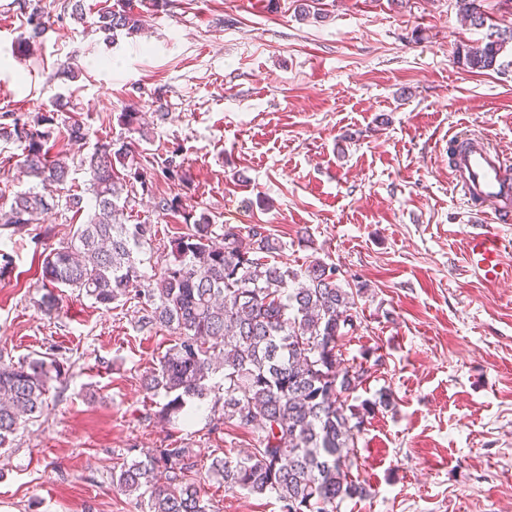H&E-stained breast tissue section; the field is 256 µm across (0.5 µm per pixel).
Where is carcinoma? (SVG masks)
I'll return each instance as SVG.
<instances>
[{"label":"carcinoma","mask_w":512,"mask_h":512,"mask_svg":"<svg viewBox=\"0 0 512 512\" xmlns=\"http://www.w3.org/2000/svg\"><path fill=\"white\" fill-rule=\"evenodd\" d=\"M41 0H28L31 38L50 25ZM470 25L485 23L482 0H459ZM104 33L138 30V18L127 0H115L98 11ZM512 31L480 47L465 49L471 69L495 66ZM118 123L130 137L118 142L99 139L75 159L54 151V115L47 111L32 122L15 118L0 126V139L21 147L19 166L36 185L13 193L0 206V226L19 230L58 206L50 188L66 191L65 208L86 219L73 225L71 236L47 248L41 269L45 311L55 310L53 289L75 288L110 308L141 277V249L157 234L154 224H126L129 197L142 191L154 199L155 211L167 216L181 208L179 196L153 194L154 176L184 184L189 175L178 161L181 148L151 160L139 151L134 134L146 137L141 113L127 109ZM83 118H71L65 137L87 140ZM86 175L87 188H71L72 174ZM91 194L85 200L84 193ZM172 260L150 288L143 289L142 328H165L171 344L142 376V389L164 394L162 413L189 421L194 400L215 387L210 374L224 369V422L261 429L258 446L244 456H215L210 476L224 490L251 495L272 494L281 512H340L346 499L363 498L358 440L371 402L350 404V396L371 377L370 368L347 363L344 351L357 329L361 288L339 283L340 270L315 258L297 271L275 260L282 245L261 224L245 227L215 224L206 211L188 232L170 240ZM65 372L52 358L0 363V448H9L26 425L47 406L52 382ZM195 461L188 448H160L122 463L112 473L118 491L145 499L144 512H209L192 477Z\"/></svg>","instance_id":"cac0c4a2"}]
</instances>
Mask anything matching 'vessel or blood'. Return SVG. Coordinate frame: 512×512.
<instances>
[{
    "instance_id": "vessel-or-blood-1",
    "label": "vessel or blood",
    "mask_w": 512,
    "mask_h": 512,
    "mask_svg": "<svg viewBox=\"0 0 512 512\" xmlns=\"http://www.w3.org/2000/svg\"><path fill=\"white\" fill-rule=\"evenodd\" d=\"M451 144L449 174L456 190L474 206L489 209L494 222H512V161L478 136L457 135ZM465 255L470 271L480 279L512 281V258L493 232L468 233Z\"/></svg>"
}]
</instances>
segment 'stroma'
Listing matches in <instances>:
<instances>
[{"instance_id": "stroma-1", "label": "stroma", "mask_w": 512, "mask_h": 512, "mask_svg": "<svg viewBox=\"0 0 512 512\" xmlns=\"http://www.w3.org/2000/svg\"><path fill=\"white\" fill-rule=\"evenodd\" d=\"M83 19L69 0H42L51 26L30 53L23 0H0V116L35 117L61 96L64 129L86 115L88 140L123 137L117 116L145 114L146 152L180 148L190 181L181 213L131 198L129 224L158 232L140 267L147 287L169 260L187 215L216 225L262 224L288 264H336L363 289L361 324L346 359H372L354 404L386 396L358 446L365 498L341 512H512V283L466 267L464 236L493 226L449 181L444 135H482L512 156V42L495 68L459 62L466 46L512 29V0H484L486 21L465 22L456 0H314L323 20H299L295 0H140L143 27L107 43L99 9ZM69 63L74 77L60 75ZM167 112L159 120L153 105ZM58 207L20 232L0 229L12 265L0 281V359L56 358L66 372L38 421L0 449V512H141L112 484L123 459L177 443L192 449L211 512H280L275 498L225 491L214 455L254 448L259 430L224 422L206 400L191 425L167 423L164 397L141 376L170 345L139 329L136 299L105 309L65 290L41 312L44 250L70 235Z\"/></svg>"}]
</instances>
